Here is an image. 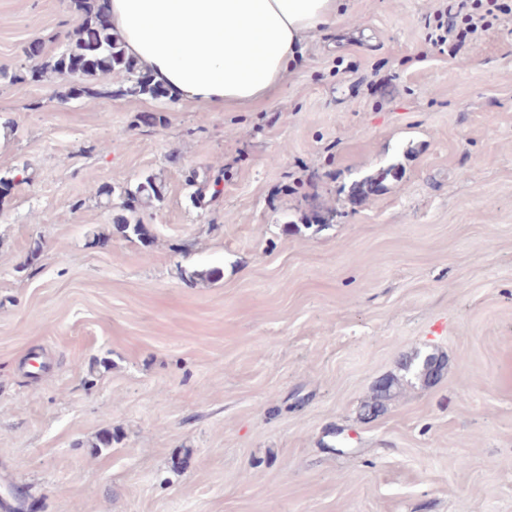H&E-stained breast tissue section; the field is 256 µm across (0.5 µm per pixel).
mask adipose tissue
Here are the masks:
<instances>
[{"label": "adipose tissue", "mask_w": 512, "mask_h": 512, "mask_svg": "<svg viewBox=\"0 0 512 512\" xmlns=\"http://www.w3.org/2000/svg\"><path fill=\"white\" fill-rule=\"evenodd\" d=\"M341 0H111L128 55L174 98L244 108L278 91Z\"/></svg>", "instance_id": "obj_1"}]
</instances>
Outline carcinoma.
I'll return each instance as SVG.
<instances>
[{
  "label": "carcinoma",
  "instance_id": "obj_1",
  "mask_svg": "<svg viewBox=\"0 0 512 512\" xmlns=\"http://www.w3.org/2000/svg\"><path fill=\"white\" fill-rule=\"evenodd\" d=\"M75 6L83 13L81 26L70 36L66 47L53 60L38 66L39 74L42 75L49 69L63 75L69 64L78 61L80 69L70 90L72 96L87 92L84 81L112 73H121L127 77V92L133 95L155 92L154 85L140 76L135 61L126 54L120 37L112 33L110 26L100 22L97 0H76ZM438 365L440 362L435 356L429 355L421 359L414 353L405 355L401 362L402 370L409 371L414 367L425 381L432 378L434 367ZM398 386L399 379L391 377L386 379V384L374 387L370 401L362 406L363 415L368 416L378 411L384 402L392 399Z\"/></svg>",
  "mask_w": 512,
  "mask_h": 512
}]
</instances>
